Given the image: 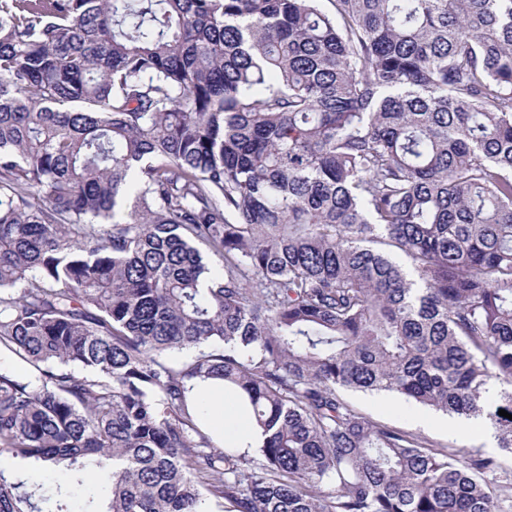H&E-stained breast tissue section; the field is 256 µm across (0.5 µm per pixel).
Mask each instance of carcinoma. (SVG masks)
<instances>
[{
    "label": "carcinoma",
    "instance_id": "cac0c4a2",
    "mask_svg": "<svg viewBox=\"0 0 512 512\" xmlns=\"http://www.w3.org/2000/svg\"><path fill=\"white\" fill-rule=\"evenodd\" d=\"M320 2L0 0V455L38 463L0 512L86 471L79 512L512 508L497 456L338 395L512 454V0ZM194 397L202 401L206 410L204 421L224 447L236 448L242 454L255 448L259 432L238 396L231 390H224V381L199 382ZM339 395L372 420L420 434L442 446L451 445L462 453L482 448L499 455L503 475L512 477V457L498 450L495 431L483 419L471 421L466 429L447 430L431 421L448 416L399 396L354 391H340Z\"/></svg>",
    "mask_w": 512,
    "mask_h": 512
}]
</instances>
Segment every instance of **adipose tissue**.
Returning a JSON list of instances; mask_svg holds the SVG:
<instances>
[{
	"mask_svg": "<svg viewBox=\"0 0 512 512\" xmlns=\"http://www.w3.org/2000/svg\"><path fill=\"white\" fill-rule=\"evenodd\" d=\"M194 396L202 401L206 410L204 421L221 444L242 453L252 451L259 439V433L238 396L226 390L223 381L208 380L198 383Z\"/></svg>",
	"mask_w": 512,
	"mask_h": 512,
	"instance_id": "adipose-tissue-1",
	"label": "adipose tissue"
}]
</instances>
